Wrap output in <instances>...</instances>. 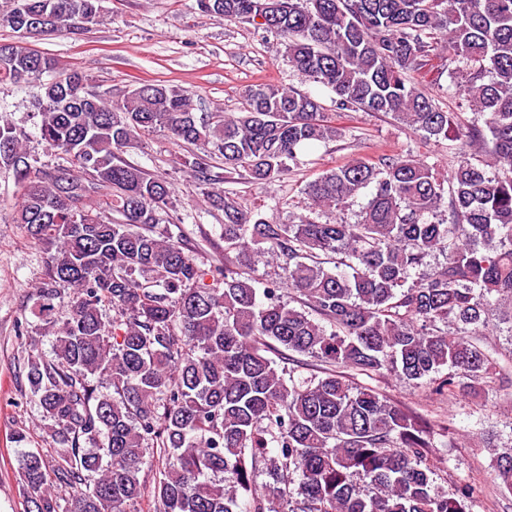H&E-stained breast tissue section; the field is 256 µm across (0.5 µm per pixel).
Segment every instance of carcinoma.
<instances>
[{
	"mask_svg": "<svg viewBox=\"0 0 512 512\" xmlns=\"http://www.w3.org/2000/svg\"><path fill=\"white\" fill-rule=\"evenodd\" d=\"M260 2L197 5L251 24ZM273 3L257 28L333 94L335 113L262 83L239 91L237 115L199 114L201 97L167 84L114 100L82 73L54 77L38 50L0 44V82L33 90L41 143L66 160L40 163L0 120L16 222L46 254L31 314L51 348L24 369L57 452L23 455L29 512H138L150 459L153 512H471V485H436L431 426L357 377L445 398L500 375L478 336L512 303V0ZM103 15L102 0H4L0 28L23 42L29 29L80 35ZM437 68L471 121L422 89ZM359 111L448 141L449 178L410 153L354 156L309 182L308 214L286 220L214 189L280 179L312 145L345 138L336 117ZM158 130L224 214V256L209 264L171 232L172 184L124 157ZM259 260L274 269L263 282L247 271ZM495 471L512 493V448Z\"/></svg>",
	"mask_w": 512,
	"mask_h": 512,
	"instance_id": "carcinoma-1",
	"label": "carcinoma"
}]
</instances>
